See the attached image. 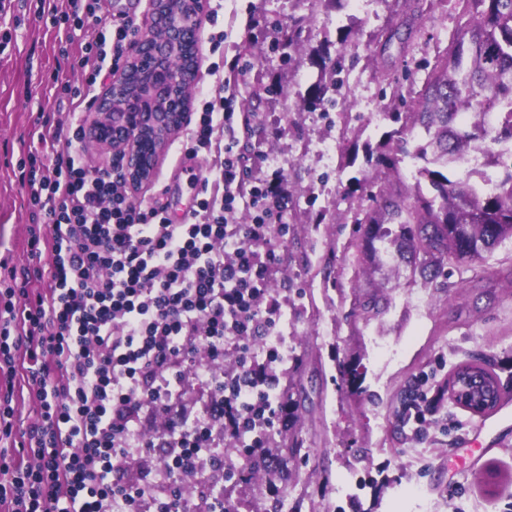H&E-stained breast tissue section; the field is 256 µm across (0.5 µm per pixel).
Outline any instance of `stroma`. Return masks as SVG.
<instances>
[{"mask_svg":"<svg viewBox=\"0 0 512 512\" xmlns=\"http://www.w3.org/2000/svg\"><path fill=\"white\" fill-rule=\"evenodd\" d=\"M227 33L211 52L214 31L203 20L196 90L208 89L212 64L229 70L247 64L236 107L256 113L244 137L257 177L280 173L288 193L287 241L271 284L281 304V329L292 339L307 394L290 427L309 453L299 463L291 492L269 473H242L234 480L227 508L261 512L275 499L289 512L299 499L331 503L343 512H512V431L497 436L479 430L477 419L453 403L448 381L465 363H490L504 387L501 401L512 410V241L484 261L454 264L447 285L433 288L408 279L405 267L382 260L366 264L361 278L388 305L376 318L354 312L352 255L344 246L352 236V215L365 202L366 185L354 184L365 145H378L391 122L378 113L388 99L379 68L400 75L411 71L399 93L411 98L424 84L428 63L456 35L461 20L450 0L416 13L415 47L403 53L398 41L379 47L378 33L399 26L406 16L397 0H208ZM33 0H13L17 17L12 41L0 54V285L9 268H22L27 254L28 216L21 206L15 162L6 148L20 150L38 113L67 121L72 107L47 90L53 70L79 86V68H57L55 56L64 30L33 20ZM304 20L303 41L284 47L282 27ZM351 27L359 53L345 62L352 111H313L303 105L318 70L315 49L337 48L343 27ZM337 141L334 162L319 151ZM158 160V180L132 190L134 200L159 201L171 213L192 204L196 189L188 173L172 166L174 148ZM356 357L366 369L365 393L342 389L340 360ZM427 395L421 430L400 426L404 396ZM370 468L376 486L359 496L347 494L350 470Z\"/></svg>","mask_w":512,"mask_h":512,"instance_id":"stroma-1","label":"stroma"}]
</instances>
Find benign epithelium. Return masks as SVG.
Segmentation results:
<instances>
[{
	"mask_svg": "<svg viewBox=\"0 0 512 512\" xmlns=\"http://www.w3.org/2000/svg\"><path fill=\"white\" fill-rule=\"evenodd\" d=\"M169 3L151 0L145 31L133 44L127 65L102 88L87 120L85 146L115 156L133 188L153 179L160 154L191 111L207 0H181L173 12ZM449 393L455 404L479 417L500 402L502 386L463 365L453 373Z\"/></svg>",
	"mask_w": 512,
	"mask_h": 512,
	"instance_id": "1",
	"label": "benign epithelium"
}]
</instances>
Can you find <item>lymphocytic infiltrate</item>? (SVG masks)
Returning <instances> with one entry per match:
<instances>
[{"label":"lymphocytic infiltrate","mask_w":512,"mask_h":512,"mask_svg":"<svg viewBox=\"0 0 512 512\" xmlns=\"http://www.w3.org/2000/svg\"><path fill=\"white\" fill-rule=\"evenodd\" d=\"M99 4L69 0L61 12L38 0V13L66 31L60 59L87 72L81 86L54 82L56 99L92 105L98 80L125 63L137 39L126 17L72 55L78 31L102 25ZM245 75L231 67L200 95L182 149L214 163L185 224L158 202L133 200L111 168L83 165L79 117L64 126L39 113L18 171L29 253L52 263L22 268L0 290V436L11 435L15 377L34 386L38 402L26 453L0 448L9 512H191L182 476L228 442L261 455L281 424L275 369L288 352L275 340L282 310L270 284L288 201L279 178L249 173L240 136L255 115L237 111L234 93ZM199 360L210 372L203 410L164 430L159 478L123 481L126 464L156 440L144 417L182 399V369Z\"/></svg>","instance_id":"obj_1"}]
</instances>
